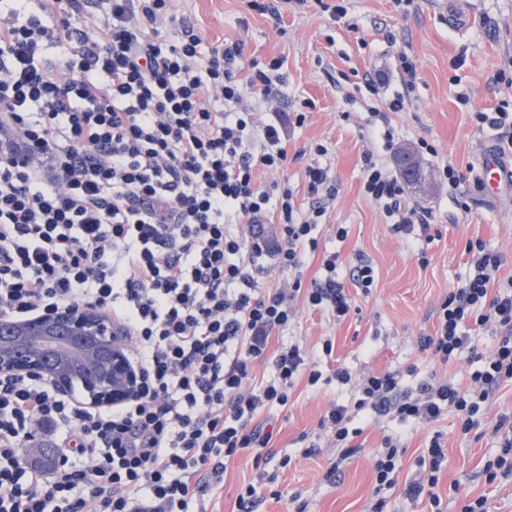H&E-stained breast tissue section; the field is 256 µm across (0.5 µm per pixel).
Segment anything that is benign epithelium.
<instances>
[{
    "mask_svg": "<svg viewBox=\"0 0 512 512\" xmlns=\"http://www.w3.org/2000/svg\"><path fill=\"white\" fill-rule=\"evenodd\" d=\"M28 375L61 397H73L71 381L82 376L75 402L87 409L122 404L137 392L125 329L86 304L52 307L23 319H0V376Z\"/></svg>",
    "mask_w": 512,
    "mask_h": 512,
    "instance_id": "7a95c632",
    "label": "benign epithelium"
}]
</instances>
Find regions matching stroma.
Wrapping results in <instances>:
<instances>
[{
	"mask_svg": "<svg viewBox=\"0 0 512 512\" xmlns=\"http://www.w3.org/2000/svg\"><path fill=\"white\" fill-rule=\"evenodd\" d=\"M456 0H342L346 18L336 20L323 12L318 0H306L283 12L281 19L258 14L248 0H173L176 18L166 35L179 41L184 26H193L204 45L242 43L247 57L267 63L283 59L285 83L277 103L280 111L304 110L306 119L291 132L290 160L285 172L261 175L262 184L288 180L297 204L308 209L305 167L311 146L323 144V162L331 168L339 193L330 203L315 236L318 247L308 254L303 285L317 277L324 254L340 253L338 277L353 300L352 310L337 319L330 312L298 304L290 331L317 361L324 379L309 385L295 380L287 405L260 413L257 422L273 434L277 454L269 463L255 464L242 453L228 464L221 483L213 485L203 504H190V512H238L237 497L244 484L268 475L256 512H371L375 502L373 451L385 436L403 430L406 453L403 477L419 470V455L434 434H441L446 460L439 481L441 512H460L464 502L486 497L487 512H512V480L488 483L485 465L499 451L491 426L482 435L460 436L456 415L426 425H399L387 417H363L356 425L362 450L341 467L339 477L326 473L339 454L320 421L342 391L331 376L339 367L355 373L400 371L406 386L435 373L459 386L470 383L467 361L447 365L420 350L421 336L433 333L436 311L468 272L472 256L466 243L481 238L507 262L501 277L512 276V198L486 201L474 192L470 213L455 210L451 192L439 176L442 162H453L467 183H474L477 154L482 146H495V131L479 130L471 116L500 102L512 103V0H469L471 19L462 30L449 29L446 17ZM406 53L418 67L419 81L392 124L402 149H416L426 139L435 152L421 156L423 177L405 188L410 205L432 211L427 232L404 240L392 235L380 209L362 195V157L373 150L369 120L373 101L364 88L367 78L384 75V92L401 89L394 58ZM346 225V239L336 236ZM374 265L377 278L370 293L351 280L358 257ZM332 342L324 353V342ZM315 455H306L309 446ZM288 458L280 466V458Z\"/></svg>",
	"mask_w": 512,
	"mask_h": 512,
	"instance_id": "obj_1",
	"label": "stroma"
}]
</instances>
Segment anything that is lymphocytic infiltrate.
I'll return each mask as SVG.
<instances>
[{"label":"lymphocytic infiltrate","mask_w":512,"mask_h":512,"mask_svg":"<svg viewBox=\"0 0 512 512\" xmlns=\"http://www.w3.org/2000/svg\"><path fill=\"white\" fill-rule=\"evenodd\" d=\"M25 0L0 10V319L53 306L102 308L127 333L140 373L136 397L87 411L39 379H0V512H186L245 450L270 455L271 433L255 420L286 405L295 378L317 384L322 373L299 344L272 348L294 319L293 303L343 318L351 299L324 255L322 274L303 287L306 251L337 194L327 152L315 144L307 165L312 202L299 214L285 182L262 185L259 174L288 164L286 127L258 120L246 102L280 95V61L260 67L242 44L204 46L193 29L178 42L161 30L169 0ZM73 13L96 16L91 34L75 33ZM66 46L58 60L44 48ZM403 93L374 112L378 149L363 157L362 192L399 237L428 230L430 211L408 205L387 158L397 138L390 113L403 111L417 66L399 54ZM274 222L275 238L262 225ZM473 270L437 310L421 350L441 363L468 355V388L430 376L406 388L397 371L353 382L354 401L330 408L320 422L339 449L355 456L351 422L368 411L399 422H435L448 412L459 431L478 430L489 402L512 384V277L499 278L505 257L468 241ZM274 257L292 272L288 287L259 280L256 264ZM499 334L491 355L479 353L467 325ZM274 373L255 383L256 363ZM55 434L64 462L52 472L30 463L23 447L38 432ZM405 454L388 437L374 456L377 489L395 486ZM445 461L441 434L419 458L406 488L410 501L439 506Z\"/></svg>","instance_id":"1"}]
</instances>
